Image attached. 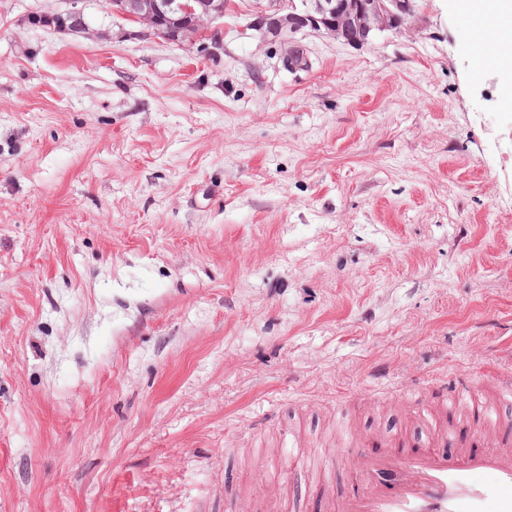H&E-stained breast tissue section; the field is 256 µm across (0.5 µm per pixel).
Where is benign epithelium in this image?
Returning <instances> with one entry per match:
<instances>
[{"mask_svg":"<svg viewBox=\"0 0 512 512\" xmlns=\"http://www.w3.org/2000/svg\"><path fill=\"white\" fill-rule=\"evenodd\" d=\"M71 8L56 13H32V28L80 33L88 29L83 0H68ZM112 13L143 26L139 34L153 36L170 44L195 41L210 56L224 50L223 37L214 34L209 23L224 17L226 0H105ZM268 5L255 19L238 30L242 38L252 32H265L288 41L282 63L294 67L304 58L296 34L309 29L322 32L344 43L360 46L376 32L389 31L402 15L411 11L407 0H301L302 8L291 0H267Z\"/></svg>","mask_w":512,"mask_h":512,"instance_id":"7a95c632","label":"benign epithelium"}]
</instances>
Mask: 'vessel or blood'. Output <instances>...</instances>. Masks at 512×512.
<instances>
[{"instance_id": "vessel-or-blood-1", "label": "vessel or blood", "mask_w": 512, "mask_h": 512, "mask_svg": "<svg viewBox=\"0 0 512 512\" xmlns=\"http://www.w3.org/2000/svg\"><path fill=\"white\" fill-rule=\"evenodd\" d=\"M495 388L491 401L453 383L432 389L420 411L427 437L350 439L362 487L340 497L336 512H512V419L495 410L512 402V378L497 379ZM447 441L453 454L443 449ZM291 460L320 470L333 465L320 449H294Z\"/></svg>"}]
</instances>
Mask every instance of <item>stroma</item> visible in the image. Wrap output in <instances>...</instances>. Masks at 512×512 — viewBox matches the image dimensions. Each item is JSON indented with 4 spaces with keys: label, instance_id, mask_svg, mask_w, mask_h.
Instances as JSON below:
<instances>
[{
    "label": "stroma",
    "instance_id": "obj_1",
    "mask_svg": "<svg viewBox=\"0 0 512 512\" xmlns=\"http://www.w3.org/2000/svg\"><path fill=\"white\" fill-rule=\"evenodd\" d=\"M137 35L0 0V512H323L289 437H423L429 386L512 373V78L416 0L350 46ZM71 8L56 13H32L27 23L32 28H49L59 32L80 33L88 29L84 11L79 3L85 0H66Z\"/></svg>",
    "mask_w": 512,
    "mask_h": 512
}]
</instances>
